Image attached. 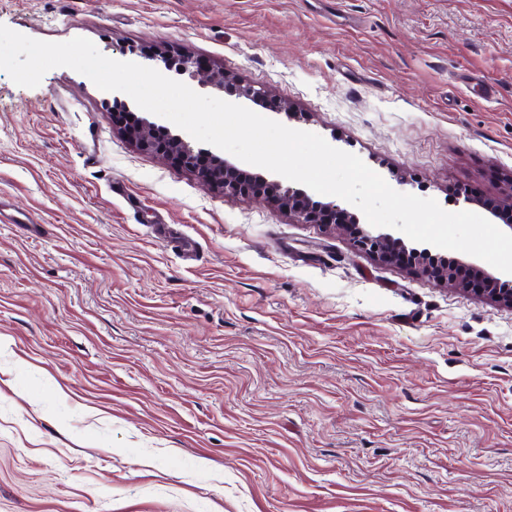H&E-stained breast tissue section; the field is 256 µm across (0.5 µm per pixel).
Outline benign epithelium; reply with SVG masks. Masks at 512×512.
Masks as SVG:
<instances>
[{
	"label": "benign epithelium",
	"mask_w": 512,
	"mask_h": 512,
	"mask_svg": "<svg viewBox=\"0 0 512 512\" xmlns=\"http://www.w3.org/2000/svg\"><path fill=\"white\" fill-rule=\"evenodd\" d=\"M162 60L167 68L174 67L181 74L187 73L192 77L199 75L196 61L191 57L171 58L165 55ZM124 131L143 149L196 172L203 181L226 196L267 198L303 224H332L333 216L340 214L345 220L354 223L352 239L358 251L387 263H396L400 255L409 253L413 257L415 271L421 275L438 282L457 283L465 291L478 293L496 305L512 309V274L491 273L475 261L450 259L429 247H409L377 227L359 224L355 213L334 202L314 205L305 191L291 185L285 186L280 181H269L216 155L213 156V166L202 170L197 165V157L203 150L195 148L177 135H157L155 125L134 115L130 116V125ZM466 202L485 208L493 218L512 231L511 201H487L473 195Z\"/></svg>",
	"instance_id": "1"
}]
</instances>
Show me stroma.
Returning <instances> with one entry per match:
<instances>
[{
  "label": "stroma",
  "mask_w": 512,
  "mask_h": 512,
  "mask_svg": "<svg viewBox=\"0 0 512 512\" xmlns=\"http://www.w3.org/2000/svg\"><path fill=\"white\" fill-rule=\"evenodd\" d=\"M358 155L512 199V0H0ZM66 67L0 71V512H512V309L223 195ZM28 223H19V216Z\"/></svg>",
  "instance_id": "obj_1"
}]
</instances>
